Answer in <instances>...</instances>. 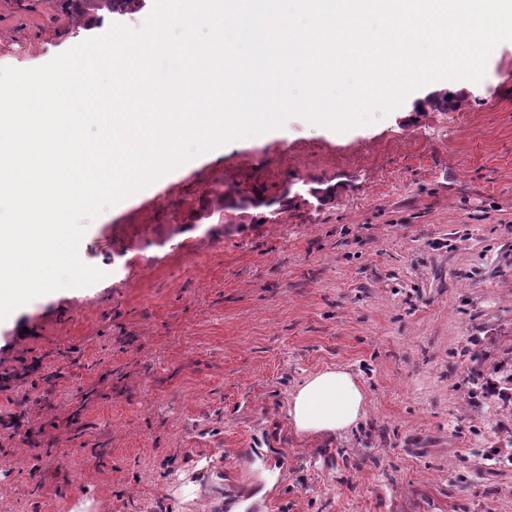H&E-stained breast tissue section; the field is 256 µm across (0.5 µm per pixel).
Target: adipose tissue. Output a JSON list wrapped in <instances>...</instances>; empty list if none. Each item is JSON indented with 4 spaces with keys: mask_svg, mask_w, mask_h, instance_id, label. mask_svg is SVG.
<instances>
[{
    "mask_svg": "<svg viewBox=\"0 0 512 512\" xmlns=\"http://www.w3.org/2000/svg\"><path fill=\"white\" fill-rule=\"evenodd\" d=\"M365 406V393L349 372L325 369L306 378L291 395L288 416L296 434L326 439L355 428Z\"/></svg>",
    "mask_w": 512,
    "mask_h": 512,
    "instance_id": "adipose-tissue-1",
    "label": "adipose tissue"
}]
</instances>
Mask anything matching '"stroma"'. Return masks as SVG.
<instances>
[{"instance_id": "35a3bbf8", "label": "stroma", "mask_w": 512, "mask_h": 512, "mask_svg": "<svg viewBox=\"0 0 512 512\" xmlns=\"http://www.w3.org/2000/svg\"><path fill=\"white\" fill-rule=\"evenodd\" d=\"M149 13L0 0V67ZM450 95L344 133L290 118L92 220L79 256L104 278L0 322V420L36 430L0 427V512H224L237 448L269 512H512V464H489L512 403L470 381L512 364V44ZM296 182L336 195L204 215L214 191ZM325 368L358 378L365 415L307 439L288 399Z\"/></svg>"}]
</instances>
